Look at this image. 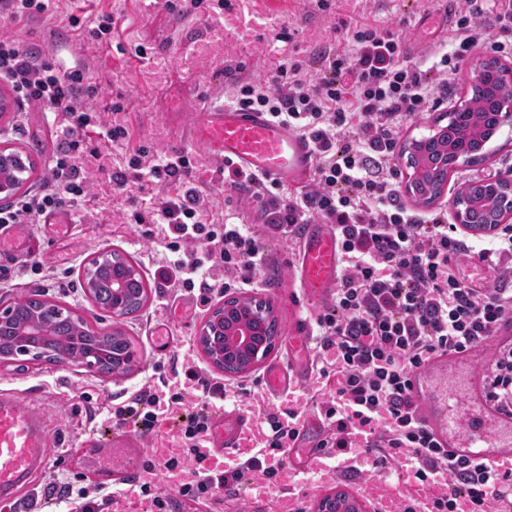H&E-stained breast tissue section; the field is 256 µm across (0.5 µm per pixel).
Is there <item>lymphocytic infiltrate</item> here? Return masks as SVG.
I'll list each match as a JSON object with an SVG mask.
<instances>
[{"instance_id": "lymphocytic-infiltrate-1", "label": "lymphocytic infiltrate", "mask_w": 512, "mask_h": 512, "mask_svg": "<svg viewBox=\"0 0 512 512\" xmlns=\"http://www.w3.org/2000/svg\"><path fill=\"white\" fill-rule=\"evenodd\" d=\"M496 31L492 49L512 57V8L503 0H462L455 13L453 51L431 65L412 62L403 32L358 24L349 29L351 51L327 46L310 62L278 61L270 79L231 78L228 101L261 110L308 140L314 156L312 185L290 193L276 182L232 162L224 181L249 193L263 219L251 225L208 222L211 197L183 185L193 169L184 153L168 155L131 148L126 165L112 176L116 189L158 187L145 210L126 215L129 224L166 225L162 278L170 287L196 292L198 304L212 294L253 285L262 260V237L284 240L304 224H333L340 243L341 270L331 294V310L317 314L311 329L318 365L309 400L326 422L321 442L328 452L354 447L359 433L372 435L374 469L411 461L415 484L442 482L430 512H458L466 498L469 512H502L512 503V472L449 457L421 423L408 395V374L435 352L459 349L492 335L512 315V227L487 239H472L442 214L426 215L400 199L393 158L403 121L439 106L448 96L459 62ZM0 81L16 99L63 113L67 122L49 164L50 185L0 208V224H31L41 216L78 205L91 190L90 172L100 166L99 149L87 147L84 132L99 128L108 141L129 145L130 132L113 103L111 120L88 104L98 93L85 68L64 67L24 49L0 34ZM177 185L175 194L164 189ZM479 260L493 273L489 284L459 277L461 261ZM208 429L206 415L192 416L177 454L166 470L184 469L178 492L196 501L235 495L244 471L257 472L269 485L279 474L266 463L282 455L296 432L282 413L263 421L262 455L240 462L222 475L185 469ZM44 494L63 512H109L112 494L102 487H75L71 475L47 484Z\"/></svg>"}]
</instances>
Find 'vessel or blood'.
<instances>
[{"mask_svg": "<svg viewBox=\"0 0 512 512\" xmlns=\"http://www.w3.org/2000/svg\"><path fill=\"white\" fill-rule=\"evenodd\" d=\"M191 137L202 153L239 167L291 189L307 185L314 170L309 142L288 126L275 123L258 111H245L215 98L202 102L193 121ZM341 256L336 228L331 224L305 225L292 264V276L299 292L288 295V309L298 315L285 341L288 358L273 359L262 367L266 396L281 397L305 388L314 375L311 329L301 316L302 301L324 302L340 272ZM512 348V321L501 324L493 336L458 351L433 355L409 376V395L418 416L441 447L457 458L475 461L500 471H512V413L505 412L489 396L487 363L492 351ZM298 436L290 441L277 460L279 470L278 512H297L294 479L312 474L317 486H324L354 473L370 462L369 448L349 449L342 461H335L320 442L326 422L304 410L291 421ZM259 414L240 409L221 410L212 416L202 439V466L219 474L226 461H237L255 452L260 443ZM120 465L102 460L100 472L109 486L124 488L142 473L146 455L164 463L171 448L147 449L142 435L128 431L125 423L112 427L108 443ZM53 452L45 421L32 407L22 404L12 391L0 390V512H11L23 496L32 494L35 477L45 471ZM405 485L382 479L361 483L359 496L373 512H400Z\"/></svg>", "mask_w": 512, "mask_h": 512, "instance_id": "1", "label": "vessel or blood"}]
</instances>
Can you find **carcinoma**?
Instances as JSON below:
<instances>
[{
  "label": "carcinoma",
  "mask_w": 512,
  "mask_h": 512,
  "mask_svg": "<svg viewBox=\"0 0 512 512\" xmlns=\"http://www.w3.org/2000/svg\"><path fill=\"white\" fill-rule=\"evenodd\" d=\"M483 79L470 86L468 103L465 110L470 112L472 121L467 126L451 119L448 122L447 140L434 144V153L430 157H420L415 172L413 194L426 202L441 194L448 178L449 168L455 159L464 157L471 162L481 160L479 151L481 140V122L493 120L496 113L503 111V104L512 97V81H508V69L497 59L482 61ZM453 145L457 154L443 157L445 144ZM491 185L478 183L469 186L462 196L471 204V222L476 225L490 224L498 218L504 208L503 195H497L493 209L488 210L478 201L488 196ZM114 278H123L128 284L120 300L113 299L110 283ZM84 285L91 288L95 301L104 311L112 309V304L120 305L119 316H128L138 312L147 299V289L143 279L132 261L119 254H112V260L101 265L97 274L88 278ZM14 324L0 330V352L5 360H10V349L17 338V333L26 329L30 321L39 313H46L49 319L43 322L44 333L28 335L32 358L45 362L57 361V355L65 354L72 361L82 365L93 363L105 374H124L131 370L134 362V344L120 331L98 333L88 325H82L77 318L57 304L37 299H26L12 307Z\"/></svg>",
  "instance_id": "cac0c4a2"
}]
</instances>
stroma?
I'll return each mask as SVG.
<instances>
[{
    "label": "stroma",
    "instance_id": "35a3bbf8",
    "mask_svg": "<svg viewBox=\"0 0 512 512\" xmlns=\"http://www.w3.org/2000/svg\"><path fill=\"white\" fill-rule=\"evenodd\" d=\"M328 2L329 9L322 10L315 0H250L257 29L247 37L202 12L187 17L174 15L165 9L162 0L150 7L144 0H59V20L36 18L11 28L10 33L23 48L54 57L66 66L85 67L99 87L92 107L103 112L112 102H122L132 144L191 155L195 168L190 181L212 196L214 220L223 221L225 215L233 213L243 223L257 226L261 217L256 205L232 200V190L219 172V163L197 151L186 135L199 102L223 94L228 82L224 73L226 60L244 64L247 74L253 77L269 78V44L277 33H290L285 53L302 60L311 57L319 43L346 48L345 34L337 28L342 20L403 30L409 57L414 62L451 49L449 31L442 29L429 34L420 27L422 16L444 10L443 0ZM104 13L114 15L117 22L108 44L77 39L61 21L62 16L74 15L89 27ZM138 45L149 47L148 58L136 57L134 48ZM492 55L486 44L469 52L459 64L447 103L413 117L404 126L394 159L401 183H408L412 174L406 151L409 142L431 135L438 123L447 122L449 113L466 100L474 68ZM60 123L54 114L23 104L0 114V147L19 151L35 164L19 190L20 195L38 193L46 186L48 162ZM492 173L512 182V128L503 129L485 160L457 164L440 197L432 203H420L406 192L401 199L418 211L449 214L458 193ZM92 181L95 193L78 209L79 219L72 232L61 235L48 224L30 226L31 253L42 265L40 275L0 283V311L38 293L85 316L92 326L122 331L137 349L132 369L116 376L85 367L31 360L21 370L12 365L0 366V389L11 390L22 403L32 405L45 416L50 446L57 452L88 438L105 437L112 429L116 407L127 404L142 387L159 386L164 379L185 395L183 405L174 411L175 418L182 421L193 413H210L213 404L194 382L186 379V368L221 383L246 384L258 375L254 369L234 375L224 372L203 352L199 342L201 329L223 298L215 296L210 305L200 308L193 295L178 297L173 289L165 287L158 271L163 228L153 224L131 227L116 222L115 213L144 208L147 192L134 185L114 189L111 169L95 172ZM106 250L132 258L147 286V300L135 315L113 318L95 306L83 286L86 261ZM297 250L294 242L264 240L267 262L262 265L254 288L245 292L246 297L264 300L272 306L282 336L287 335L290 324L282 300L295 288L288 278V268ZM174 504V512H277L275 497L255 502L244 492L234 500L203 503L178 497Z\"/></svg>",
    "mask_w": 512,
    "mask_h": 512
}]
</instances>
